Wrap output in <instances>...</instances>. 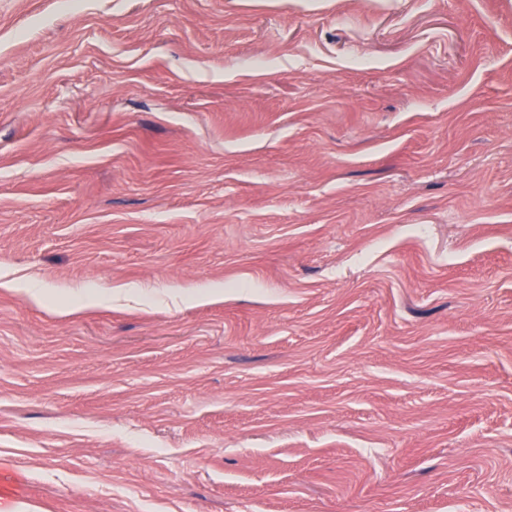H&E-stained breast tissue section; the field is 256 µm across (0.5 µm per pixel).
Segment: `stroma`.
Listing matches in <instances>:
<instances>
[{
  "label": "stroma",
  "mask_w": 512,
  "mask_h": 512,
  "mask_svg": "<svg viewBox=\"0 0 512 512\" xmlns=\"http://www.w3.org/2000/svg\"><path fill=\"white\" fill-rule=\"evenodd\" d=\"M1 271L28 512H512V0H0Z\"/></svg>",
  "instance_id": "stroma-1"
}]
</instances>
